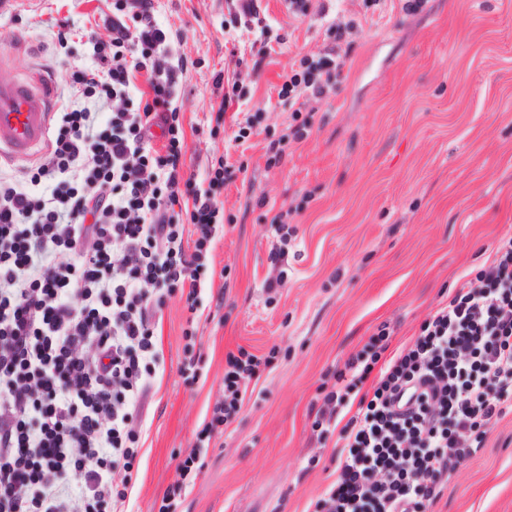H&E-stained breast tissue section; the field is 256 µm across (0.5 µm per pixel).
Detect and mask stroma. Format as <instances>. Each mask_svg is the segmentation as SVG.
<instances>
[{
	"instance_id": "1",
	"label": "stroma",
	"mask_w": 512,
	"mask_h": 512,
	"mask_svg": "<svg viewBox=\"0 0 512 512\" xmlns=\"http://www.w3.org/2000/svg\"><path fill=\"white\" fill-rule=\"evenodd\" d=\"M256 4L247 33L239 0H155L158 23L182 31L173 52L189 64L177 91L186 165L200 180L220 158L233 172L196 311L176 293L156 314L160 361L124 512H158L177 484L176 512H312L336 477V439L314 422L337 373L381 328L389 353L411 345L512 236V0H424L412 14L399 0L372 14L363 0H309L298 16L288 0ZM111 14L112 0H33L0 15V76L67 96L72 72L94 64L87 34ZM64 17L69 52L56 40ZM349 20L345 81L315 104L304 140L268 163L270 141L292 124L279 87L331 44V24ZM264 32L275 44L260 71L249 58L235 65L232 50ZM218 73L245 90L220 126ZM282 211L286 244L271 224ZM188 330L203 353L192 384L179 372ZM241 348L269 363L223 433L202 436L224 400L225 357ZM192 451L204 468L185 480L179 465ZM430 512H512V412Z\"/></svg>"
}]
</instances>
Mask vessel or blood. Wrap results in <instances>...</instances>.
Instances as JSON below:
<instances>
[{
	"label": "vessel or blood",
	"instance_id": "1",
	"mask_svg": "<svg viewBox=\"0 0 512 512\" xmlns=\"http://www.w3.org/2000/svg\"><path fill=\"white\" fill-rule=\"evenodd\" d=\"M52 115L44 84L0 79V161L44 144Z\"/></svg>",
	"mask_w": 512,
	"mask_h": 512
}]
</instances>
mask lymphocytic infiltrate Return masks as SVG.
I'll return each instance as SVG.
<instances>
[{
  "label": "lymphocytic infiltrate",
  "instance_id": "obj_1",
  "mask_svg": "<svg viewBox=\"0 0 512 512\" xmlns=\"http://www.w3.org/2000/svg\"><path fill=\"white\" fill-rule=\"evenodd\" d=\"M104 27L88 36L95 67L75 70L57 102L45 154L21 175L0 169V512H122L114 469L135 463L137 405L157 360L149 293L182 291L195 306L224 221V165L204 189L186 170L175 99L187 66L169 52L172 29L157 23L153 0H113ZM351 29L330 25L332 46L282 83L294 141L312 124L299 101L340 84ZM109 102L112 117L99 124L92 107ZM476 279L386 367L382 332L337 376L327 419L354 413L314 512H427L512 409L511 237ZM261 364L227 354L224 402L204 433L239 411ZM375 369L372 396L361 395Z\"/></svg>",
  "mask_w": 512,
  "mask_h": 512
}]
</instances>
